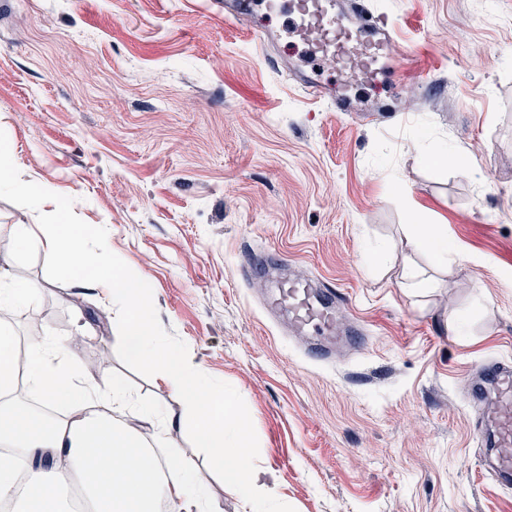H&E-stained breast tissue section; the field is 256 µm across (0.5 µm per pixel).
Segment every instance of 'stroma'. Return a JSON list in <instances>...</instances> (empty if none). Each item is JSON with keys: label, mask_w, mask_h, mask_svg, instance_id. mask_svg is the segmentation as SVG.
<instances>
[{"label": "stroma", "mask_w": 512, "mask_h": 512, "mask_svg": "<svg viewBox=\"0 0 512 512\" xmlns=\"http://www.w3.org/2000/svg\"><path fill=\"white\" fill-rule=\"evenodd\" d=\"M364 2L396 31L392 68L339 112L294 86L299 47L264 59L220 0H0V141L55 194L0 186V251L58 202L93 227L148 282L161 343L249 415L288 512H512L465 405L471 369L512 360V0ZM416 222L470 257L428 293L403 277ZM293 264L346 294L366 349L318 362L277 333L258 301ZM9 272L35 291L4 317L16 334L70 341L76 368L180 414L103 288L34 249Z\"/></svg>", "instance_id": "stroma-1"}]
</instances>
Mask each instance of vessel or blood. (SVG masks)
Here are the masks:
<instances>
[{"mask_svg": "<svg viewBox=\"0 0 512 512\" xmlns=\"http://www.w3.org/2000/svg\"><path fill=\"white\" fill-rule=\"evenodd\" d=\"M263 13L272 19L287 16V37L301 44L317 68L301 69L295 83L319 100L334 93L319 79L320 66L327 65L372 81L376 64L389 54L395 31L371 11L358 8L346 18L336 0H224V17L239 20ZM265 307L269 315L283 317L289 328L305 341L307 352L322 361L333 358L337 344L358 348L364 342L359 325H345V302L336 290L316 286L314 281L294 276L270 294ZM467 401L473 412L475 434L490 452L481 466L499 487L512 488V361L492 359L471 372Z\"/></svg>", "mask_w": 512, "mask_h": 512, "instance_id": "vessel-or-blood-1", "label": "vessel or blood"}]
</instances>
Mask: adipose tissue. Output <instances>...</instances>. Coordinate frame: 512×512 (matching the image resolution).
<instances>
[{"instance_id": "adipose-tissue-1", "label": "adipose tissue", "mask_w": 512, "mask_h": 512, "mask_svg": "<svg viewBox=\"0 0 512 512\" xmlns=\"http://www.w3.org/2000/svg\"><path fill=\"white\" fill-rule=\"evenodd\" d=\"M9 236L0 264L35 245L53 265L97 282L121 303L129 358L155 367L182 411L173 418L156 407L134 410L120 380L107 372L83 376L70 363L68 342L49 334L24 339L1 325L0 502L19 512H68L63 492L70 489L82 497L81 512H216L205 477L172 438L187 431L250 512H288L276 506L246 446L248 415L201 369L158 347L145 281L115 269L105 247L86 248L88 230L62 213L52 231L15 224ZM406 243L409 254L430 253L443 272L449 262L468 260L449 251L447 232L435 224L408 225ZM22 389L42 401L43 411L19 402Z\"/></svg>"}]
</instances>
